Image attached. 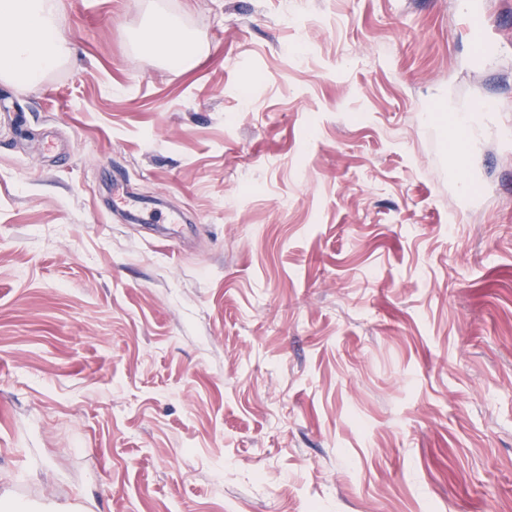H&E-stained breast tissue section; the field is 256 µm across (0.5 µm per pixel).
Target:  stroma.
Listing matches in <instances>:
<instances>
[{"mask_svg":"<svg viewBox=\"0 0 512 512\" xmlns=\"http://www.w3.org/2000/svg\"><path fill=\"white\" fill-rule=\"evenodd\" d=\"M60 3L71 56L0 81V507L512 512V143L448 221L512 0L487 67L454 0ZM141 41L152 56H162L172 65L192 61L197 46L180 23L171 16H160L143 32Z\"/></svg>","mask_w":512,"mask_h":512,"instance_id":"stroma-1","label":"stroma"}]
</instances>
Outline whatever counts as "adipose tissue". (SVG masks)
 I'll return each mask as SVG.
<instances>
[{
  "mask_svg": "<svg viewBox=\"0 0 512 512\" xmlns=\"http://www.w3.org/2000/svg\"><path fill=\"white\" fill-rule=\"evenodd\" d=\"M57 0H0V81L28 86L60 62L66 39L56 24ZM148 53L180 66L192 61L197 47L173 17L161 16L143 32Z\"/></svg>",
  "mask_w": 512,
  "mask_h": 512,
  "instance_id": "ef3b65f1",
  "label": "adipose tissue"
}]
</instances>
